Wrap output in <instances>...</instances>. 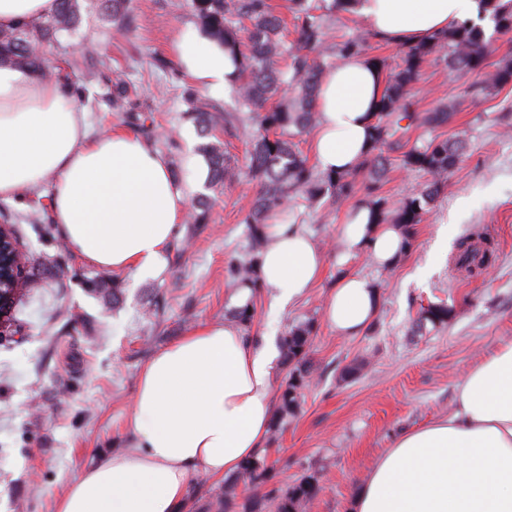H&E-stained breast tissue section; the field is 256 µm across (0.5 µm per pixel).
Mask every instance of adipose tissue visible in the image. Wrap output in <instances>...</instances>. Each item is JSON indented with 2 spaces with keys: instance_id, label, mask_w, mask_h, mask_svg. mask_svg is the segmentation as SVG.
Returning a JSON list of instances; mask_svg holds the SVG:
<instances>
[{
  "instance_id": "1",
  "label": "adipose tissue",
  "mask_w": 512,
  "mask_h": 512,
  "mask_svg": "<svg viewBox=\"0 0 512 512\" xmlns=\"http://www.w3.org/2000/svg\"><path fill=\"white\" fill-rule=\"evenodd\" d=\"M57 0H0V29L35 26ZM366 27L394 44L427 42L461 22L488 25L480 0H360ZM172 53L198 85L224 92L237 79L228 53L185 31ZM385 76L365 57L327 73L311 140L324 171L351 167L371 147ZM50 184L52 220L66 247L99 268L160 273L199 190L177 184L167 159L122 129L90 135L71 88L0 63V198ZM259 283L283 307L318 279L323 254L297 224H274ZM348 252L377 265L406 250L398 227L358 208L342 230ZM379 292L342 277L325 320L351 336L373 318ZM277 347L234 323L198 324L142 369L130 445L99 454L57 499L54 512H184L198 474L236 473L265 441L275 413ZM347 512H512V344L471 369L446 416L401 435L353 490Z\"/></svg>"
}]
</instances>
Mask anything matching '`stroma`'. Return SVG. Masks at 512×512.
Masks as SVG:
<instances>
[{"label":"stroma","mask_w":512,"mask_h":512,"mask_svg":"<svg viewBox=\"0 0 512 512\" xmlns=\"http://www.w3.org/2000/svg\"><path fill=\"white\" fill-rule=\"evenodd\" d=\"M133 16L130 33L121 37L98 12L83 13L76 36L45 50L48 71L68 73L93 132L126 127L124 113L110 105L112 85L135 84L134 110L155 118L138 137L187 180L206 169L195 153L200 137L184 96L190 89L217 111L238 116L236 127L217 135L246 166L247 109L234 91L192 86L170 51L196 25L187 0H133ZM330 33L363 36L369 55L396 58V46L369 36L359 12H333ZM81 40L111 66L93 71L77 46ZM472 81L437 59L424 65L414 86L416 111L451 100L457 110L440 128H410L408 146L442 135L463 139L466 152L417 225L411 250L388 269L346 252L341 229L362 189L338 207L299 201L300 222L324 254L323 273L285 308L273 307L267 294L257 302L255 336L278 342L291 324L315 321L313 381L299 411L265 441L277 485L317 477L320 490L303 512H345L354 487L394 440L446 414L458 380L512 342V86L477 100L468 92ZM256 191L246 177L209 191L206 222L179 224L164 270L140 276L91 266L63 248L49 186L0 200V224L13 226L29 257L12 310V338L0 342V512H53L54 500L92 459L126 448L138 376L149 359L189 325L228 321L237 291L224 270L248 247L242 217ZM477 233L489 238L496 261L472 276L455 260L462 241ZM355 274L373 281L380 303L372 327L344 336L325 322L323 310L338 280ZM111 281L113 299L99 291ZM439 301L450 309L447 325L412 335L420 307ZM356 363L362 371L345 377Z\"/></svg>","instance_id":"stroma-1"}]
</instances>
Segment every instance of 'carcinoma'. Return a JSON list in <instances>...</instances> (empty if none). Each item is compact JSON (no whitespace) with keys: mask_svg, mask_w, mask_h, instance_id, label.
Masks as SVG:
<instances>
[{"mask_svg":"<svg viewBox=\"0 0 512 512\" xmlns=\"http://www.w3.org/2000/svg\"><path fill=\"white\" fill-rule=\"evenodd\" d=\"M289 2L291 12L299 21L297 38L291 46L284 42L282 19L268 0H188L201 33L240 59L237 97L251 113L249 174L258 183L259 191L243 217V223L250 225L247 257L229 263L226 269L229 284L238 287L251 283V297L230 310V317L246 330L254 321L260 295L256 266L268 246L264 224L273 215L287 211L295 198L318 200L327 195L341 204L351 198L360 184L365 190L361 205L370 208L377 223L399 227L405 234L406 244L412 245L416 225L439 196L462 155L459 143L439 136L421 148L408 149L403 142L411 126H443L455 111L452 105H443L433 112L412 109L411 90L424 63L432 57L442 58L451 70L476 76L470 91L482 99L512 85V60L492 65L488 61L491 39L483 28L468 22L448 29L429 43L399 47V61L394 64L374 57L372 61L385 73L386 82L373 126V151L349 171L316 173L308 166L295 138L318 123L315 101L323 70L340 66L350 57L363 53L365 40L351 36L340 43H331L329 15L315 14L319 7L310 0ZM482 2L493 22L494 34L511 35L512 0ZM84 7L112 17L117 31L128 32L132 0H59L56 12L41 24L0 30V61L6 60L35 76L44 75L43 48L58 45L60 37L71 35L80 23ZM284 57L288 58V70L282 73L276 64ZM188 100L201 136L206 137L214 128L230 123L229 115L213 111L209 103L191 94ZM112 106L128 113L132 123L141 119L140 115L128 112V87L123 84L113 86ZM404 120L408 121L405 126L401 125ZM199 151L207 164V182L211 188L222 189L240 178V169L224 154L220 143L205 142ZM392 153L398 154L397 161L402 168L428 176L424 187L396 205L388 204L379 193L380 177ZM492 257L489 248L481 250L469 244L459 254L456 265L473 273L487 265ZM447 323L448 305L430 303L420 308L412 332L420 333L429 326L435 329ZM314 327L312 319L292 325L283 338L282 359L288 372L279 387V409L272 423L275 432L298 409L304 390L311 384L309 349ZM241 474L260 488L269 480L271 467L266 456L258 454L241 467ZM318 490L317 478L310 474L291 486L273 488L263 494L256 492L240 505L235 481L231 480L225 484L224 494L211 502L210 509L235 512L240 507L244 512H263L266 504L271 503L276 512H299L301 503Z\"/></svg>","mask_w":512,"mask_h":512,"instance_id":"carcinoma-1","label":"carcinoma"}]
</instances>
